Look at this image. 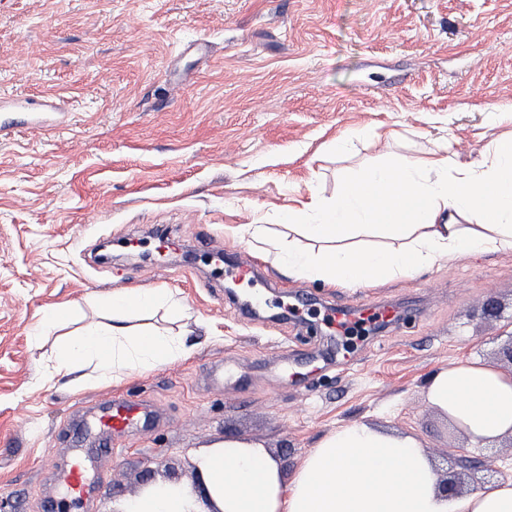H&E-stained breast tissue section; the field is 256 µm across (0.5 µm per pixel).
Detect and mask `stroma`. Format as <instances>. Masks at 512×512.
Wrapping results in <instances>:
<instances>
[{
	"label": "stroma",
	"instance_id": "stroma-1",
	"mask_svg": "<svg viewBox=\"0 0 512 512\" xmlns=\"http://www.w3.org/2000/svg\"><path fill=\"white\" fill-rule=\"evenodd\" d=\"M71 109L48 131L0 128V512H61L57 475L68 421L135 393L159 423L112 439L94 470L111 483L80 512H115L156 479L192 485L200 455L225 434L259 442L292 469L325 435L357 422L419 439L439 473L462 470L468 439L426 400L433 373L495 361L512 334V254L436 262L368 288L299 280L270 241L284 213L333 198L350 171L441 147L478 156L512 124V0H0V99ZM360 129L348 153L331 145ZM176 250L153 252L155 225ZM261 224L260 239L240 236ZM247 252L260 278L229 295L224 266ZM170 291V325L194 350L117 384L46 381L64 333L112 320L113 290ZM498 318L483 317L488 298ZM371 298L400 319L337 348L312 339L331 306ZM301 302L297 316L288 306ZM51 313L63 331L33 341ZM313 343L320 370L305 391L278 368ZM232 355L248 371L208 383Z\"/></svg>",
	"mask_w": 512,
	"mask_h": 512
}]
</instances>
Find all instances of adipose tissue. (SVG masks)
I'll return each instance as SVG.
<instances>
[{"instance_id":"ef3b65f1","label":"adipose tissue","mask_w":512,"mask_h":512,"mask_svg":"<svg viewBox=\"0 0 512 512\" xmlns=\"http://www.w3.org/2000/svg\"><path fill=\"white\" fill-rule=\"evenodd\" d=\"M288 246L279 262L298 279L332 288L369 287L413 275L436 262L489 252H512V135L493 139L479 157L437 150L416 159L359 168L331 201L312 197L289 209ZM369 236L388 248H362ZM168 304L165 293L118 290L112 321L69 335L50 359L46 376L62 379L81 362L95 364L101 384L119 382L188 358L187 338L155 326L130 324L129 312ZM429 404L487 448L512 436V374L486 362L435 372ZM210 498L182 485L159 482L125 501L122 512H512V481L494 482L460 496L439 489L438 470L411 435L354 423L328 434L285 471L257 442L228 434L199 460Z\"/></svg>"}]
</instances>
